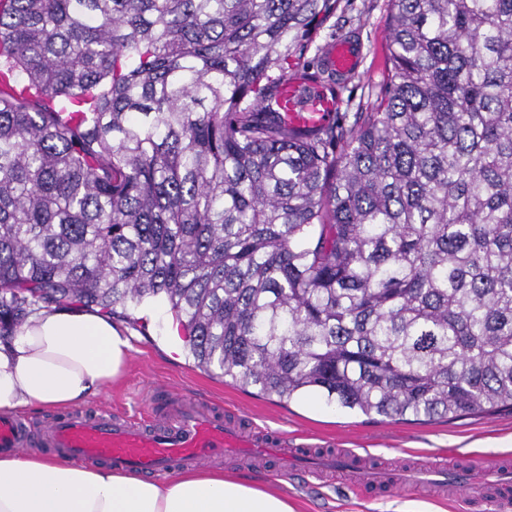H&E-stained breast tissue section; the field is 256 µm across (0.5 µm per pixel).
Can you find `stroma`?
I'll use <instances>...</instances> for the list:
<instances>
[{"mask_svg":"<svg viewBox=\"0 0 512 512\" xmlns=\"http://www.w3.org/2000/svg\"><path fill=\"white\" fill-rule=\"evenodd\" d=\"M392 7V0H336L335 15L312 36L309 57L313 61H320L327 46L343 37L353 41L359 54L358 71L345 80L342 111L357 112L360 104L375 98L387 77V25ZM150 309L155 314L152 321L122 323V330L133 337L126 374L118 384L104 386L91 396L85 409L104 402L130 409L148 397L154 385L161 384L218 402L230 413L244 409L255 426L302 435L318 452L354 448L367 456L370 464L387 469H419L430 462L433 453L458 448L480 461L512 456L511 409L451 421H394L338 410L314 399L288 402L265 396L257 389L224 380L219 371L196 366L168 308L155 302ZM215 467L226 476L252 480L286 495L295 512H400L401 506L413 499L409 493L365 496L346 485L323 483L307 476L304 463L286 477L278 475L276 462L261 459L227 458Z\"/></svg>","mask_w":512,"mask_h":512,"instance_id":"stroma-1","label":"stroma"}]
</instances>
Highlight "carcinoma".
Returning a JSON list of instances; mask_svg holds the SVG:
<instances>
[{"label": "carcinoma", "mask_w": 512, "mask_h": 512, "mask_svg": "<svg viewBox=\"0 0 512 512\" xmlns=\"http://www.w3.org/2000/svg\"><path fill=\"white\" fill-rule=\"evenodd\" d=\"M0 338L168 304L197 366L392 420L512 409V0H393L386 82L288 128L336 0H7Z\"/></svg>", "instance_id": "carcinoma-1"}]
</instances>
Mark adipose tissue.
Returning a JSON list of instances; mask_svg holds the SVG:
<instances>
[{
	"label": "adipose tissue",
	"mask_w": 512,
	"mask_h": 512,
	"mask_svg": "<svg viewBox=\"0 0 512 512\" xmlns=\"http://www.w3.org/2000/svg\"><path fill=\"white\" fill-rule=\"evenodd\" d=\"M133 350L111 318L49 305L0 340V415L80 405L121 378ZM0 512H295L287 496L217 471L163 481L38 453L0 452Z\"/></svg>",
	"instance_id": "ef3b65f1"
}]
</instances>
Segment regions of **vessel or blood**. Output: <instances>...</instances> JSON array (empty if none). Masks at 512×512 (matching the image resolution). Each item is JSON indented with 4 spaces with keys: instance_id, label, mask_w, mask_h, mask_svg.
Here are the masks:
<instances>
[{
    "instance_id": "1",
    "label": "vessel or blood",
    "mask_w": 512,
    "mask_h": 512,
    "mask_svg": "<svg viewBox=\"0 0 512 512\" xmlns=\"http://www.w3.org/2000/svg\"><path fill=\"white\" fill-rule=\"evenodd\" d=\"M327 69L345 78L358 68L353 43L337 39L324 57ZM339 100L304 76L294 75L279 89V108L289 126L316 129L327 126L339 110ZM28 438L24 422L0 418V448L22 452ZM41 445L51 454L87 463H104L119 470L143 475L170 474L176 470L211 463L228 455L244 459L272 457L287 474L301 458L305 443L274 429L253 430L229 423L221 406L168 393L163 407L148 404L135 418L121 417L107 408L89 414L82 410L65 413L46 425ZM346 477L360 493L422 490L436 475L449 476L448 496L469 497L493 512H512V458L500 456L483 462L489 479L476 478L473 469L461 466L462 457L447 458L416 472H392L379 467H361V456L342 449Z\"/></svg>"
}]
</instances>
